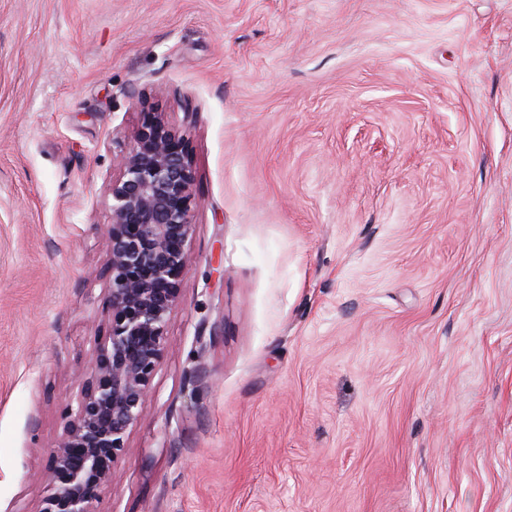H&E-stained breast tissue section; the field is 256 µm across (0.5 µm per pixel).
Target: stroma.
Wrapping results in <instances>:
<instances>
[{
  "instance_id": "stroma-1",
  "label": "stroma",
  "mask_w": 512,
  "mask_h": 512,
  "mask_svg": "<svg viewBox=\"0 0 512 512\" xmlns=\"http://www.w3.org/2000/svg\"><path fill=\"white\" fill-rule=\"evenodd\" d=\"M145 105L191 260L97 512H512V0H0V512L104 331Z\"/></svg>"
}]
</instances>
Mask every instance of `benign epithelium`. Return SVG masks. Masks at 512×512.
<instances>
[{
    "label": "benign epithelium",
    "mask_w": 512,
    "mask_h": 512,
    "mask_svg": "<svg viewBox=\"0 0 512 512\" xmlns=\"http://www.w3.org/2000/svg\"><path fill=\"white\" fill-rule=\"evenodd\" d=\"M107 188L108 321L94 336L79 388L50 450L38 512H95L166 348V329L190 262L196 172L186 135L149 109L117 144Z\"/></svg>",
    "instance_id": "7a95c632"
}]
</instances>
